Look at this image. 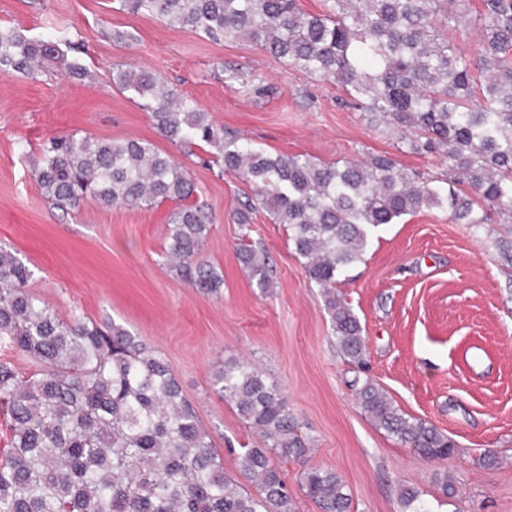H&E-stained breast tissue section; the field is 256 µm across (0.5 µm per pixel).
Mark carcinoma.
<instances>
[{
	"label": "carcinoma",
	"mask_w": 512,
	"mask_h": 512,
	"mask_svg": "<svg viewBox=\"0 0 512 512\" xmlns=\"http://www.w3.org/2000/svg\"><path fill=\"white\" fill-rule=\"evenodd\" d=\"M121 10L213 40H246L311 79L338 84L368 123L395 135L406 151L448 160L442 185L417 181L385 155L341 166L303 154L268 156L179 96L157 73L118 68L112 81L143 100L168 140L215 151L224 171L252 183L234 213L239 224L265 208L287 228L310 281L322 288L339 352L363 361L359 318L336 294L345 270L362 260L372 231L423 208L459 224H485L492 205L512 219V0H119ZM479 32L474 54L455 42L463 26ZM71 77L89 71L80 46L55 31L34 39L0 26V76L35 79L44 63ZM34 177L62 211L88 197L104 206L150 209L174 204L163 258L201 292L223 285L201 250L209 215L184 166L140 139L51 136ZM239 258L260 288L267 257L242 243ZM28 267L0 247V344L24 354L35 371L0 361V403L9 444L0 459V512H295L275 453L302 458L282 391L248 361L216 371L213 387L263 438L239 461L246 487L224 473V460L202 429L167 363L127 330L62 318L27 291ZM362 412L428 460L455 453L447 434L408 418L371 381L357 389ZM321 512H349L350 495L332 470L299 477ZM402 512H431L404 487Z\"/></svg>",
	"instance_id": "cac0c4a2"
}]
</instances>
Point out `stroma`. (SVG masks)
Returning a JSON list of instances; mask_svg holds the SVG:
<instances>
[{"mask_svg": "<svg viewBox=\"0 0 512 512\" xmlns=\"http://www.w3.org/2000/svg\"><path fill=\"white\" fill-rule=\"evenodd\" d=\"M1 24L34 38L61 31L83 45L89 70L85 78L56 65L35 81L0 77V246L32 271L33 295L65 318L115 322L164 358L235 479L240 455L262 440L212 377L235 361L258 366L310 441L307 457H272L297 512H320L299 484L311 467L345 481L350 512H400L402 485L418 488L434 512H512V264L500 252L512 241L511 217L493 207L490 223L475 226L424 208L378 229L337 287L365 329V364L357 366L338 353L321 291L285 226L263 210L235 222L251 184L223 173L205 151L163 137L112 71H157L225 132L269 155L324 163L387 155L437 181L448 174L443 157L404 152L344 106L340 87L284 68L256 44L211 41L122 11L117 0H0ZM117 31L130 40L113 42ZM72 133L148 140L185 167L211 214L202 255L224 279L219 293L198 292L163 265L171 203L129 209L89 198L65 213L43 198L32 175L39 145ZM244 240L268 257L267 289L238 258ZM366 377L406 416L447 433L457 453L425 460L377 428L355 399ZM486 454L497 466L483 464ZM443 470L456 479L445 503L435 485Z\"/></svg>", "mask_w": 512, "mask_h": 512, "instance_id": "stroma-1", "label": "stroma"}]
</instances>
